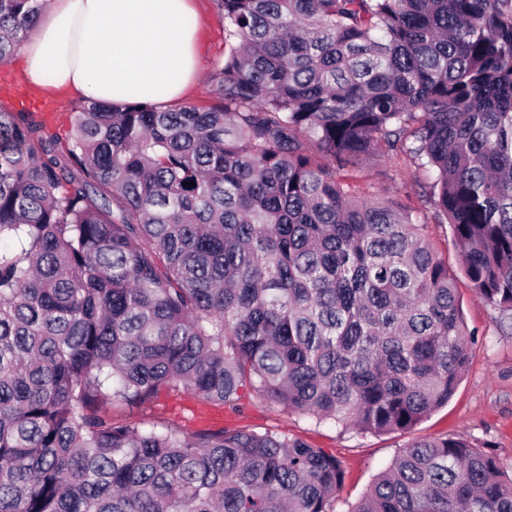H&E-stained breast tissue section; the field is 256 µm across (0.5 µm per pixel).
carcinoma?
Instances as JSON below:
<instances>
[{
	"label": "carcinoma",
	"mask_w": 512,
	"mask_h": 512,
	"mask_svg": "<svg viewBox=\"0 0 512 512\" xmlns=\"http://www.w3.org/2000/svg\"><path fill=\"white\" fill-rule=\"evenodd\" d=\"M217 104L83 99L61 142L0 108V512H335L336 457L273 431L120 421L187 391L369 433L448 403L455 276L380 155L432 181L472 290L512 311V0H214ZM43 0H0V62ZM351 512H512L462 437L417 438ZM357 176V183L363 186L364 190L379 196L387 195L388 192L392 194L401 186H407L410 190L416 181L422 180L421 173L413 166L401 161L388 160L386 157L374 160Z\"/></svg>",
	"instance_id": "carcinoma-1"
}]
</instances>
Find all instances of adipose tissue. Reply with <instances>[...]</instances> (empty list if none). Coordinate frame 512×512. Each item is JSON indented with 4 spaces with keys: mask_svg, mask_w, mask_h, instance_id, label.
I'll list each match as a JSON object with an SVG mask.
<instances>
[{
    "mask_svg": "<svg viewBox=\"0 0 512 512\" xmlns=\"http://www.w3.org/2000/svg\"><path fill=\"white\" fill-rule=\"evenodd\" d=\"M192 0H53L17 48L26 81L58 93L121 101L162 87L160 109L179 105L199 76Z\"/></svg>",
    "mask_w": 512,
    "mask_h": 512,
    "instance_id": "ef3b65f1",
    "label": "adipose tissue"
}]
</instances>
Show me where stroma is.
<instances>
[{
  "label": "stroma",
  "mask_w": 512,
  "mask_h": 512,
  "mask_svg": "<svg viewBox=\"0 0 512 512\" xmlns=\"http://www.w3.org/2000/svg\"><path fill=\"white\" fill-rule=\"evenodd\" d=\"M196 6L202 28L201 74L189 102L208 107L216 101L211 75L224 61V20L213 0H196ZM420 178L413 166L381 157L359 173L358 182L369 193L380 196L414 186ZM427 234L457 279L465 328L471 333L473 344L465 374L448 405L421 421L414 430L384 434L346 431L334 423L319 424L252 396L245 398L241 412L234 413L182 391L161 394L153 404L140 410L113 406V417L163 421L189 434L226 428L271 430L302 438L336 456L342 464L345 477L336 496V512H348L374 477L391 464L400 448L419 437H462L474 447L494 453L505 467L512 468V319L471 290L449 226L428 224Z\"/></svg>",
  "instance_id": "obj_1"
}]
</instances>
